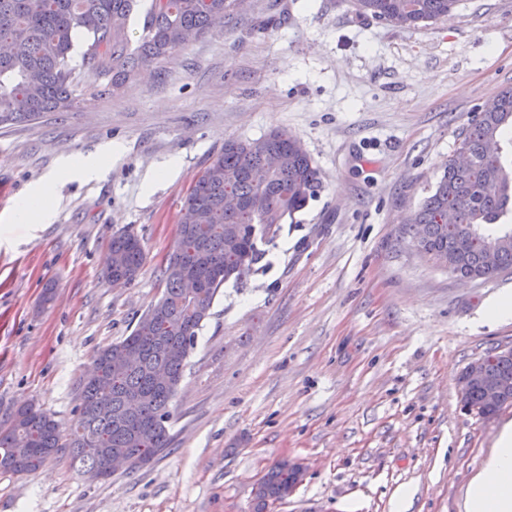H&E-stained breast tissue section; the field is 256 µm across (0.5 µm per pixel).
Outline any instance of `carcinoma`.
Here are the masks:
<instances>
[{
	"label": "carcinoma",
	"mask_w": 512,
	"mask_h": 512,
	"mask_svg": "<svg viewBox=\"0 0 512 512\" xmlns=\"http://www.w3.org/2000/svg\"><path fill=\"white\" fill-rule=\"evenodd\" d=\"M137 0H0V44L17 43L21 53L0 54V127L35 120L47 112H66L83 89L112 74V88L133 79L184 48L188 30L202 35L224 25V18L245 0H150L141 43L129 50L128 23ZM458 0H352L357 15L395 26L416 28L445 16ZM83 34V71L71 64ZM512 127V88L496 108L476 113L458 138L456 153L473 164L452 158L430 195L406 220L414 247L441 266L476 280H488L512 269V230L490 232V226L512 213V161L503 153L505 132ZM280 154L274 167L266 154ZM322 187L318 167L296 137L272 131L252 140H228L224 151L203 171L186 196L183 230L162 269L163 297L137 320L121 341L101 348L95 371L79 380L77 421L63 435L53 416L33 405L17 409L9 425L0 427V470L24 474L37 470L61 449L82 473H105L116 453L153 460L172 442L170 403L181 383L196 331L210 316L224 283L237 279L242 262L262 259L258 243L277 236L288 217L304 209ZM240 202L224 209V197ZM133 233L112 235L107 267L113 279L132 283L146 259L144 247L130 245ZM496 252L498 267L485 264V252ZM199 281L189 297L184 272ZM136 351L132 363L115 357ZM164 370L171 384L153 375ZM487 378L503 385L512 403V358L487 365ZM483 388L472 386L461 403L484 409ZM288 460L272 465L254 491L253 512L288 497Z\"/></svg>",
	"instance_id": "obj_1"
}]
</instances>
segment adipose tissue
I'll return each instance as SVG.
<instances>
[{
    "instance_id": "ef3b65f1",
    "label": "adipose tissue",
    "mask_w": 512,
    "mask_h": 512,
    "mask_svg": "<svg viewBox=\"0 0 512 512\" xmlns=\"http://www.w3.org/2000/svg\"><path fill=\"white\" fill-rule=\"evenodd\" d=\"M56 201L50 188L18 198L10 212L14 224H46ZM466 512H512V422L503 425L496 445L467 490Z\"/></svg>"
}]
</instances>
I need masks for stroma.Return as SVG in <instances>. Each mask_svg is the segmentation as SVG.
I'll return each mask as SVG.
<instances>
[{"instance_id":"35a3bbf8","label":"stroma","mask_w":512,"mask_h":512,"mask_svg":"<svg viewBox=\"0 0 512 512\" xmlns=\"http://www.w3.org/2000/svg\"><path fill=\"white\" fill-rule=\"evenodd\" d=\"M111 83L0 128V214L48 182L59 201L51 223H0V425L31 403L69 430L96 351L162 297L184 199L225 140L297 136L322 189L216 296L171 402L170 448L101 481L64 451L0 471V512H251L256 482L288 458L307 476L273 512H465L512 404L469 416L458 378L512 347V318L484 316L512 270L459 279L404 228L472 115L512 87V0H459L415 29L349 0H248ZM105 153L96 178L54 180L63 158ZM122 230L146 260L116 286L102 262Z\"/></svg>"}]
</instances>
